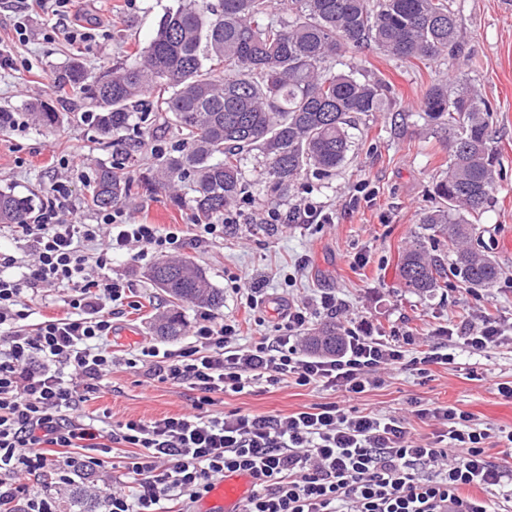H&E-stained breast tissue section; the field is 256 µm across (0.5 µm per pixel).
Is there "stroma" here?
Returning <instances> with one entry per match:
<instances>
[{"label": "stroma", "instance_id": "obj_1", "mask_svg": "<svg viewBox=\"0 0 512 512\" xmlns=\"http://www.w3.org/2000/svg\"><path fill=\"white\" fill-rule=\"evenodd\" d=\"M180 2L75 0L77 13L89 20L96 35L95 41L81 44L55 33L50 16L41 13L32 14L26 40L18 41L13 12L0 10V43L29 62L25 69L0 68V110L12 117L7 131L0 133V190L43 200L61 181L69 188L74 219L99 222L100 211L85 204V184L98 164L111 162V148L82 113L63 112L58 125L47 129L34 121L30 106L54 104L57 69L70 57L94 73L131 59L153 36L160 17ZM451 5L462 19L460 57L408 63L373 48L359 57L345 54L349 65L365 60L368 74L385 79L394 95L385 111L357 122L351 131L354 149L335 176H301L279 206L285 213L310 203L332 214V223L279 224L271 234L256 230L268 212L260 182L264 159L257 153L244 163L250 198L233 208L239 216L234 236L195 241L199 229L185 182L120 204L132 223L178 232L181 244L173 257L192 259L223 292L224 305L216 317L237 321L244 340L274 335L281 305L331 290L343 302L337 319L345 327L365 321L385 335L407 329L416 338V350L435 346L451 354V363L433 365L426 378L401 366L382 370L379 385L355 401L358 408L402 418L416 441L431 438L436 430L433 421L419 417V410L437 404L468 412L491 431L512 429V399L497 391L498 383L512 381V0H452ZM443 76L467 81L493 109L500 177L478 223L480 246L498 261L502 277L488 290H471L452 279L434 295L420 296L403 288L397 263L410 240L424 235L421 219L437 206L433 186L448 169V133L427 122L420 110L427 89ZM69 156L79 157L80 165L64 168L62 160ZM149 265L146 259L131 260L126 251L112 258L110 275L128 287L123 305L112 312L118 361L111 388L85 403L83 414L98 417L106 411L115 422L150 420L190 407L193 393L188 387L150 379L126 361L133 347L158 341L151 316L164 310L166 302L144 276ZM248 280L258 282L269 300L264 321H257L245 305L242 287ZM487 317L498 321L503 336L486 351L467 353L440 333L464 323L481 325ZM337 399L331 391L284 383L272 390L224 395L209 412L283 417Z\"/></svg>", "mask_w": 512, "mask_h": 512}]
</instances>
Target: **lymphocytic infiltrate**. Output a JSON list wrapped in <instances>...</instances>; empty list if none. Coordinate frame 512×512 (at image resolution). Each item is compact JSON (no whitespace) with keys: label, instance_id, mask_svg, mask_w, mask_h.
Masks as SVG:
<instances>
[{"label":"lymphocytic infiltrate","instance_id":"1","mask_svg":"<svg viewBox=\"0 0 512 512\" xmlns=\"http://www.w3.org/2000/svg\"><path fill=\"white\" fill-rule=\"evenodd\" d=\"M12 3L18 34L27 31V13L38 9L56 16L67 39L91 37L70 23L72 0ZM18 230L29 261L0 249V512H58L55 496L32 491V481L63 488L116 451L121 457L109 474L116 489L105 496L104 512H188L227 472L254 479L243 512H508L512 467L492 461L487 445L497 439L512 458V431L491 436L468 412L439 405L427 411L437 431L417 443L403 419L349 404L374 387L376 369L405 364L424 377L443 355L431 349L407 357L411 334L382 340L365 325L348 329L335 356L305 351L311 319L341 305L332 292L289 302L277 335L248 344L234 343L236 323L210 316L188 346L140 347L133 363L158 381L194 391L190 412L99 427L79 410L110 386V308L127 291L106 272L111 256L134 244L142 259L167 252L179 238L153 224L130 223L119 210L94 224L77 223L60 185L34 222ZM89 244L97 255L86 252ZM56 286L71 291L67 316L29 323L27 294ZM287 380L343 398L285 417L207 411L218 396ZM494 486L505 491L501 503L472 494Z\"/></svg>","mask_w":512,"mask_h":512}]
</instances>
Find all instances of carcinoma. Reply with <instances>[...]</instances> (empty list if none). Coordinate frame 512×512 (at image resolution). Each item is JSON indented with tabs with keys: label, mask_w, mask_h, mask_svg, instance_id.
I'll use <instances>...</instances> for the list:
<instances>
[{
	"label": "carcinoma",
	"mask_w": 512,
	"mask_h": 512,
	"mask_svg": "<svg viewBox=\"0 0 512 512\" xmlns=\"http://www.w3.org/2000/svg\"><path fill=\"white\" fill-rule=\"evenodd\" d=\"M460 20L448 0H182L161 17L131 62L93 75L76 59L55 77L57 101L79 91L91 120L110 139L112 161L86 184L99 209L123 199L191 180L192 216L209 224L248 197L244 161L260 153L265 183L281 197L303 174L328 178L350 150L352 119L385 110L390 88L378 76L336 69L347 51L373 46L400 60H436L462 52ZM424 117L448 128V171L435 186L441 206L422 217L425 229L445 238L448 250L432 253L417 236L398 263L404 287L430 293L453 276L470 288H493L497 261L472 247L479 215L496 189L498 157L490 135L491 106L472 86L448 92L433 83L422 102ZM160 120L178 131L174 153L156 158V176L134 175L140 145L122 133L137 122ZM33 199L0 191V223L26 224ZM147 278L175 307L161 314L155 333L184 334L176 306L218 309L224 296L188 259L161 258ZM308 347L333 355L344 333L326 321L307 337Z\"/></svg>",
	"instance_id": "obj_1"
}]
</instances>
